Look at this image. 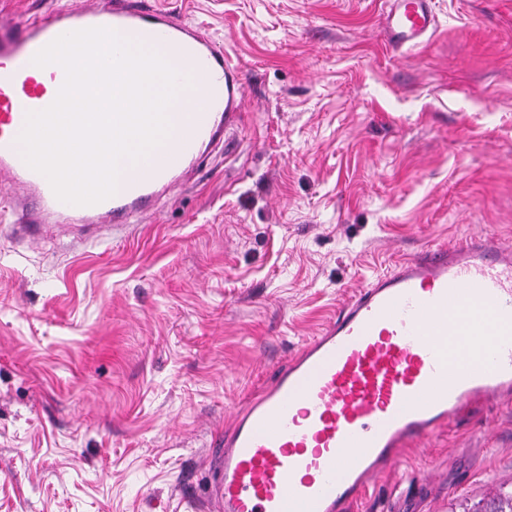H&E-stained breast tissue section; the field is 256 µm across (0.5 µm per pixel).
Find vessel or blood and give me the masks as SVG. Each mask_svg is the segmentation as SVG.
Returning a JSON list of instances; mask_svg holds the SVG:
<instances>
[{
    "label": "vessel or blood",
    "instance_id": "vessel-or-blood-1",
    "mask_svg": "<svg viewBox=\"0 0 512 512\" xmlns=\"http://www.w3.org/2000/svg\"><path fill=\"white\" fill-rule=\"evenodd\" d=\"M430 2L390 0L394 46L421 45L433 32ZM90 28L180 59L181 81L201 85L203 95L180 137L135 163L116 194L72 205L25 163L18 136L27 112L50 105L31 76L35 55ZM243 90L244 75L223 49L148 0L0 26V175L25 192L17 208L26 234L43 224L121 227L147 212L239 121ZM501 397H512V245L480 231L406 259L359 289L237 411L218 443L217 512H344L394 465L397 448L455 420L472 401Z\"/></svg>",
    "mask_w": 512,
    "mask_h": 512
}]
</instances>
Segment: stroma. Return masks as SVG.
<instances>
[{
    "mask_svg": "<svg viewBox=\"0 0 512 512\" xmlns=\"http://www.w3.org/2000/svg\"><path fill=\"white\" fill-rule=\"evenodd\" d=\"M154 0L246 74L231 147L95 240L14 232L0 178V512H215L211 445L357 291L486 229L512 242V0ZM103 0H0L22 24ZM512 494V399L400 448L348 512ZM386 23L390 42L396 47L421 45L434 30L431 0H390Z\"/></svg>",
    "mask_w": 512,
    "mask_h": 512,
    "instance_id": "35a3bbf8",
    "label": "stroma"
}]
</instances>
